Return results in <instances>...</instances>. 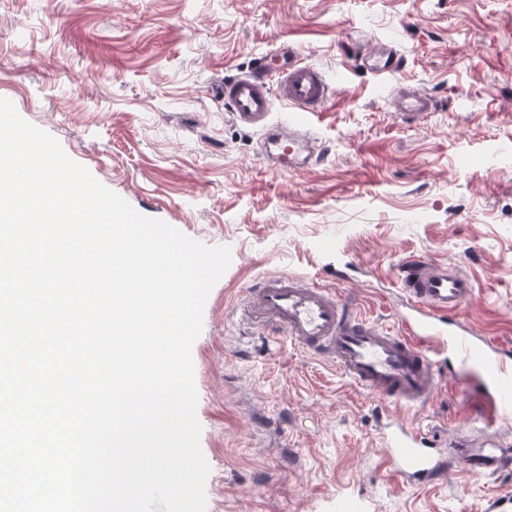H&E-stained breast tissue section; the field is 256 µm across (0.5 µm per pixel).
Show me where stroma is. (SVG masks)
Returning <instances> with one entry per match:
<instances>
[{"label":"stroma","instance_id":"35a3bbf8","mask_svg":"<svg viewBox=\"0 0 512 512\" xmlns=\"http://www.w3.org/2000/svg\"><path fill=\"white\" fill-rule=\"evenodd\" d=\"M282 41L333 88L311 126L324 158L298 172L221 94ZM380 41L405 57L386 82L354 64ZM400 86L434 111H396ZM0 97L138 212L231 248L192 349L207 512H490L512 496V467L401 484L379 441L399 410L251 334L239 307L287 272L392 328L400 265L421 257L474 280L463 316L512 349V0H0ZM478 412L445 376L409 420L444 442Z\"/></svg>","mask_w":512,"mask_h":512}]
</instances>
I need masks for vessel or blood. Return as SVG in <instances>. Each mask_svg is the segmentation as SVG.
<instances>
[{"label":"vessel or blood","mask_w":512,"mask_h":512,"mask_svg":"<svg viewBox=\"0 0 512 512\" xmlns=\"http://www.w3.org/2000/svg\"><path fill=\"white\" fill-rule=\"evenodd\" d=\"M276 54L287 66L259 64L225 80L224 103L233 118L261 126L262 151L281 166L303 169L317 154L302 120L319 111L331 90L323 72L302 62L293 43H280ZM360 68L383 79L394 78L404 57L388 43L357 58ZM400 111L423 115L431 99L399 88ZM277 122H270L272 111ZM404 299L395 311L397 329L383 328L364 317L336 290L288 274H268L246 288L244 319L256 330H276L302 350L334 365L353 385L404 411L419 410L440 392L442 373L458 388L480 394L475 425L442 445L407 422L381 429L380 440L391 472L409 484H427L454 457L459 475L491 476L512 465V364L500 345L479 335L460 316L475 292L474 281L448 265L424 259L401 267Z\"/></svg>","instance_id":"vessel-or-blood-1"}]
</instances>
